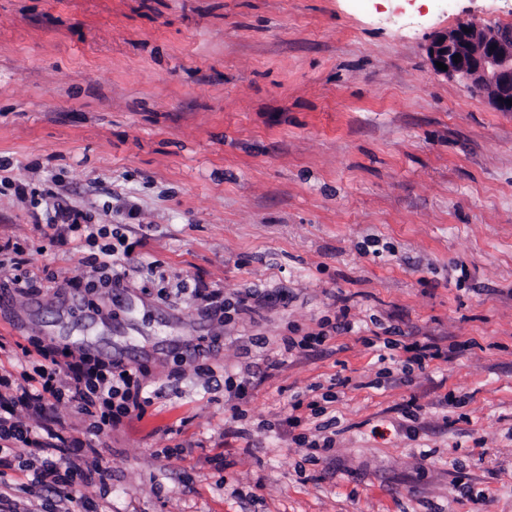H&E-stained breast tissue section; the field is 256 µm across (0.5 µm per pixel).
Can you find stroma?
I'll list each match as a JSON object with an SVG mask.
<instances>
[{"mask_svg": "<svg viewBox=\"0 0 512 512\" xmlns=\"http://www.w3.org/2000/svg\"><path fill=\"white\" fill-rule=\"evenodd\" d=\"M471 16L512 26V0H0V244L41 288L0 289V336L124 354L161 390L80 448L112 480L75 497L512 512V112L424 49ZM18 185L143 238L123 303L71 287L92 246L52 245L53 199ZM184 282L260 298L222 319ZM214 336L209 382L194 368ZM415 341L443 358L408 361ZM313 384L332 401L289 425Z\"/></svg>", "mask_w": 512, "mask_h": 512, "instance_id": "1", "label": "stroma"}]
</instances>
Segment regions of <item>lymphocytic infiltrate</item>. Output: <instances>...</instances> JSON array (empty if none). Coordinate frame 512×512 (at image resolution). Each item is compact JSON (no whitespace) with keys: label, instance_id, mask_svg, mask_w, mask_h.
<instances>
[{"label":"lymphocytic infiltrate","instance_id":"f902f5d3","mask_svg":"<svg viewBox=\"0 0 512 512\" xmlns=\"http://www.w3.org/2000/svg\"><path fill=\"white\" fill-rule=\"evenodd\" d=\"M21 352L26 363L18 377L0 378V452L26 448L20 464L31 472L32 488L57 494L47 512H71L75 488L92 483L107 488L112 473L71 456L80 442L67 436L55 414L56 404L77 403L89 418V431L103 433L122 418L144 415L160 391L140 367L76 355L39 341L22 346ZM26 411L39 418L38 428L23 421Z\"/></svg>","mask_w":512,"mask_h":512}]
</instances>
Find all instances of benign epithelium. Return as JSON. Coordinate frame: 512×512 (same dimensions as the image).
I'll list each match as a JSON object with an SVG mask.
<instances>
[{"mask_svg":"<svg viewBox=\"0 0 512 512\" xmlns=\"http://www.w3.org/2000/svg\"><path fill=\"white\" fill-rule=\"evenodd\" d=\"M433 70L447 78L460 79L483 94L498 112H512V28L491 27L467 19L451 29L433 33L425 46ZM447 65L442 70L436 66Z\"/></svg>","mask_w":512,"mask_h":512,"instance_id":"7a95c632","label":"benign epithelium"}]
</instances>
